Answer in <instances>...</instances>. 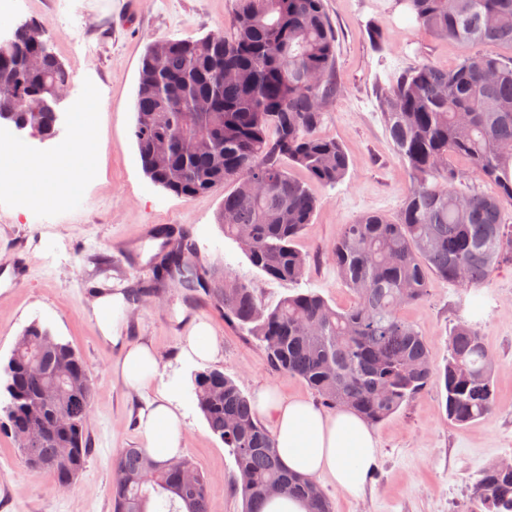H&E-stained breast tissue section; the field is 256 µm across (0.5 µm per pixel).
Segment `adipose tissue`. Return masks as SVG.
<instances>
[{
    "label": "adipose tissue",
    "mask_w": 512,
    "mask_h": 512,
    "mask_svg": "<svg viewBox=\"0 0 512 512\" xmlns=\"http://www.w3.org/2000/svg\"><path fill=\"white\" fill-rule=\"evenodd\" d=\"M98 326L105 342L124 348L122 374L135 387L155 378L159 359L145 344L123 345L114 320ZM256 408L273 423V434L283 466L309 477L329 476L349 495L359 496L377 460V439L370 426L354 413L340 409L329 415L303 399H287L265 388L256 395ZM146 450L165 461L183 449V415L170 394L148 402L139 416Z\"/></svg>",
    "instance_id": "1"
}]
</instances>
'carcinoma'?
<instances>
[{
    "label": "carcinoma",
    "instance_id": "1",
    "mask_svg": "<svg viewBox=\"0 0 512 512\" xmlns=\"http://www.w3.org/2000/svg\"><path fill=\"white\" fill-rule=\"evenodd\" d=\"M418 26L464 49L443 69L422 62L376 88L409 188L392 219L365 214L345 225L331 255L355 295L337 310L318 292L283 297L272 306L250 285L224 276L217 288L198 286L224 323L256 340L270 369L304 381L322 405L348 409L377 424L432 388L444 392L445 416L456 425L492 414L494 367L475 324L448 336L444 367L431 364L426 340L401 310L424 299L429 275L465 288L485 284L504 262L512 265V54L473 53L483 44L512 48V0H402ZM44 28L19 24L0 44V118L19 130L56 133L55 112H27L24 102L71 75L49 54L40 71L26 59L43 51ZM337 32L324 0H235L229 29L197 39L165 40L162 64L147 47L139 68L135 138L146 176L190 199L224 186L219 224L249 262L268 278L296 283L309 257L295 243L312 222L318 200L288 166L334 186L352 161L319 129L336 101ZM322 75L318 84L309 75ZM208 97L204 110L196 101ZM193 141L189 154L175 150ZM161 151L167 163L158 168ZM467 163L472 183L452 159ZM491 182L496 193L476 183ZM260 184L254 196L245 188ZM152 283H175L170 270L189 265L195 242L168 228ZM9 430L24 438L34 425L41 444L25 454L30 467L69 488L87 462L92 398L89 369L72 347L38 322L17 338L3 368ZM188 397L224 443L238 470L235 493L244 512L272 497L302 500L307 512H333L318 483L281 464L273 432L255 402L217 368L191 374ZM207 477L186 457L153 459L126 448L113 461L112 512H208ZM461 512H512V469L483 467Z\"/></svg>",
    "mask_w": 512,
    "mask_h": 512
}]
</instances>
